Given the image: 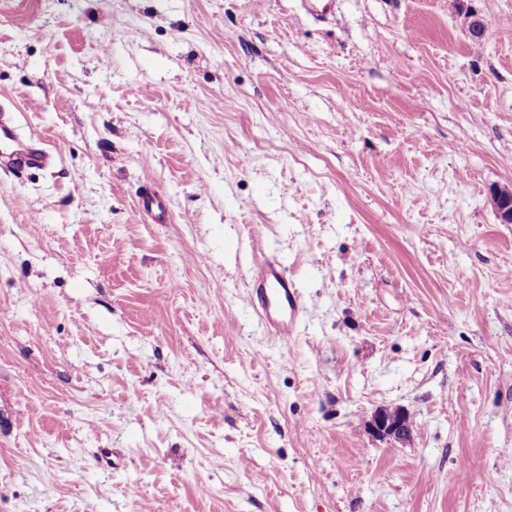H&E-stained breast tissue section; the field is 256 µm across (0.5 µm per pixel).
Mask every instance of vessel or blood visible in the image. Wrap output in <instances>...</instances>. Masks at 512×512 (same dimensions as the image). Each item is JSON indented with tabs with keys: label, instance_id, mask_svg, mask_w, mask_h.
<instances>
[{
	"label": "vessel or blood",
	"instance_id": "vessel-or-blood-1",
	"mask_svg": "<svg viewBox=\"0 0 512 512\" xmlns=\"http://www.w3.org/2000/svg\"><path fill=\"white\" fill-rule=\"evenodd\" d=\"M52 159L42 141L20 138L14 121L0 113V171L15 176L47 165ZM271 333L281 340L293 335L302 311L300 297L283 268L274 261L260 262L245 296Z\"/></svg>",
	"mask_w": 512,
	"mask_h": 512
}]
</instances>
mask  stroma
<instances>
[{"label": "stroma", "mask_w": 512, "mask_h": 512, "mask_svg": "<svg viewBox=\"0 0 512 512\" xmlns=\"http://www.w3.org/2000/svg\"><path fill=\"white\" fill-rule=\"evenodd\" d=\"M301 3L0 0V512H512V0ZM0 170L18 176L34 167L47 165L52 156L41 140L22 139L16 132L14 121L0 113ZM492 205L503 224L512 223V190L496 188L491 192ZM245 295L271 333L283 341L293 336L302 311L300 297L288 275L276 261L260 262ZM373 432L382 439L404 442L412 436L409 415L401 408L379 409L372 418Z\"/></svg>", "instance_id": "stroma-1"}]
</instances>
